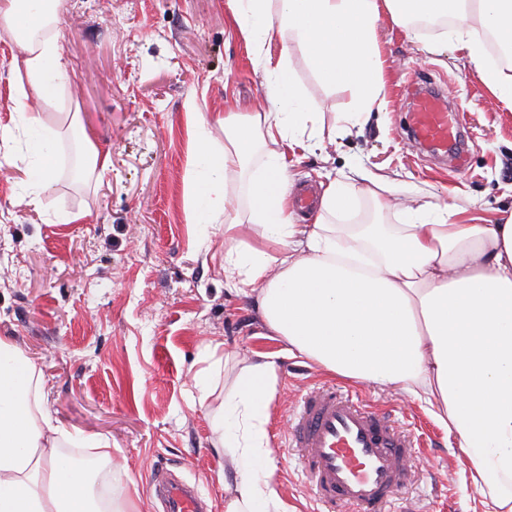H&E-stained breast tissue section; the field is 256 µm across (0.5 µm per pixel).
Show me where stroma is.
Instances as JSON below:
<instances>
[{
  "mask_svg": "<svg viewBox=\"0 0 512 512\" xmlns=\"http://www.w3.org/2000/svg\"><path fill=\"white\" fill-rule=\"evenodd\" d=\"M55 30L75 72L43 115L60 135L55 179L41 208L27 203L31 157L11 109L6 63L18 54L0 25V336L12 337L41 369L52 417L72 434L112 448V486L141 497L164 467L196 484L211 512H224L217 478L227 457L215 445L213 416L231 385L222 370L199 402L193 377L208 344L237 362L272 356L276 394L269 428L284 505L318 512L285 448L286 424L307 389L333 375L268 335L255 300L224 285V232L186 221L190 138L184 104L200 112H256L266 102L263 67L236 30L228 0H65ZM373 38L384 62V103L357 125L355 101L320 80L293 37L273 42L287 55L308 107L318 112L322 149L300 153L294 183L318 185L363 169L394 180L403 197L458 204L468 216L502 224L512 217V112L502 109L448 32L423 34L382 16ZM440 85L467 136L457 169L431 161L404 127L415 83ZM110 149L112 166L69 173V124ZM83 213L77 224L63 223ZM360 400L390 411L423 447L413 483L390 512H485L467 460L426 404L394 389L359 383Z\"/></svg>",
  "mask_w": 512,
  "mask_h": 512,
  "instance_id": "35a3bbf8",
  "label": "stroma"
}]
</instances>
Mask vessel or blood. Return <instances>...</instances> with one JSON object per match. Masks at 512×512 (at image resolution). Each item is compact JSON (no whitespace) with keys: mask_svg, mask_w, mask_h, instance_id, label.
<instances>
[{"mask_svg":"<svg viewBox=\"0 0 512 512\" xmlns=\"http://www.w3.org/2000/svg\"><path fill=\"white\" fill-rule=\"evenodd\" d=\"M453 115L438 92H418L412 113L415 139L447 148ZM288 445L322 512H386L395 492L411 480L408 460L414 440L396 429L391 416L359 403L335 383L314 386L294 411ZM154 492L163 512H205L199 490L157 469Z\"/></svg>","mask_w":512,"mask_h":512,"instance_id":"vessel-or-blood-1","label":"vessel or blood"}]
</instances>
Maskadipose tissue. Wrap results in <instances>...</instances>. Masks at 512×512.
I'll return each instance as SVG.
<instances>
[{"instance_id": "adipose-tissue-1", "label": "adipose tissue", "mask_w": 512, "mask_h": 512, "mask_svg": "<svg viewBox=\"0 0 512 512\" xmlns=\"http://www.w3.org/2000/svg\"><path fill=\"white\" fill-rule=\"evenodd\" d=\"M237 30L264 60L270 111L227 112L215 119L224 149L206 145L208 123L188 100L187 123L195 148L189 211L205 212L224 228L229 248L224 278L236 295L256 298L270 333L336 375L391 386L425 402L446 434L467 456L470 474L488 512H512V219L472 224L463 208L424 203L403 208L400 224H337L358 195L387 187L365 171L348 182L329 180L316 220L298 223L289 208L286 152L248 179L247 216L224 192L229 176L246 177L251 159L270 142L288 148L320 147L317 113L307 109L286 58L270 59L274 39L293 35L307 62L328 85L356 101L351 122L384 97L382 60L373 39L381 12L393 23L448 15L452 36L483 83L512 112V75L490 67L483 40L469 24L512 43V0H231ZM53 0H8L0 19L21 56L11 72L26 82L12 97L22 133L32 135L39 161L29 203L40 206L54 180L57 131L37 103L54 104L70 78L65 50L51 32ZM261 231L262 245L244 239L245 223ZM276 363L267 355L243 365L225 393L214 422L233 471L224 512H277L267 423L276 391ZM36 363L0 336V512H144L96 494L101 467L111 465L110 444L91 437L97 467L76 465L61 452L71 435L52 418Z\"/></svg>"}]
</instances>
